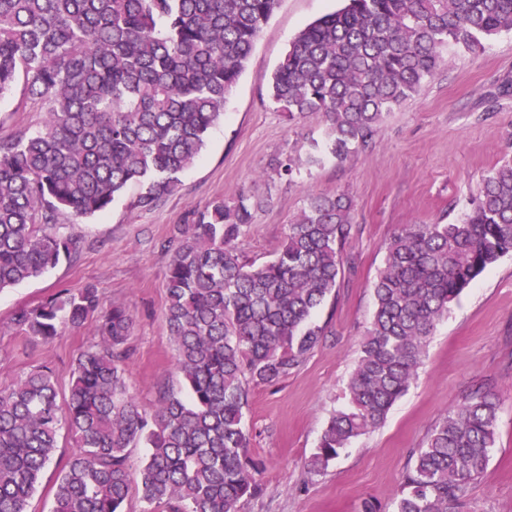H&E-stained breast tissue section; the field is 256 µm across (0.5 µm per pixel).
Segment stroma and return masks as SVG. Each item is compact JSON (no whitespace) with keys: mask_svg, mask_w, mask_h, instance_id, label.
<instances>
[{"mask_svg":"<svg viewBox=\"0 0 512 512\" xmlns=\"http://www.w3.org/2000/svg\"><path fill=\"white\" fill-rule=\"evenodd\" d=\"M340 6L341 0H281L199 160L158 207L132 208L138 192L132 186L101 213L61 217L65 232L81 239L80 254L0 292V383L46 365L67 390L76 356L97 340L95 322L43 342L15 335L10 319L18 307L36 305L58 289L91 284L106 304L122 305L133 317L127 381L140 404L152 407L160 390L180 383L162 316L174 226L213 200L247 196L253 222L240 248L261 264L280 247L308 195L344 192L354 201L358 229L349 248L354 264L315 316L325 327L323 344L276 385L249 391L245 424L263 493L241 501L240 512H360L366 500L391 512L402 475L432 426L483 379L502 405L496 447L470 487L469 508L512 512V254L486 269L437 323L417 376L383 427L356 439L325 473L308 471L361 354L374 308L372 283L390 237L405 224L460 221L482 177L512 150V33H504L473 52L449 50L437 75L384 116L365 149L341 162L327 156L309 164L325 141L323 119L288 122L269 102L263 79L301 29ZM42 118L22 89L0 100L2 133L37 129ZM287 158L297 163L289 177L278 168ZM75 450L71 438L60 435L29 512H48L60 470Z\"/></svg>","mask_w":512,"mask_h":512,"instance_id":"1","label":"stroma"}]
</instances>
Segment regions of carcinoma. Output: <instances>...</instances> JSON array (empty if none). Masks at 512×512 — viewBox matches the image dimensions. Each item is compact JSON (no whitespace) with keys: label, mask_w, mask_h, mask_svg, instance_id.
<instances>
[{"label":"carcinoma","mask_w":512,"mask_h":512,"mask_svg":"<svg viewBox=\"0 0 512 512\" xmlns=\"http://www.w3.org/2000/svg\"><path fill=\"white\" fill-rule=\"evenodd\" d=\"M280 0H0V100L21 81L44 118L0 135V290L78 253L66 213L93 216L132 184L149 211L171 195L224 113ZM512 31V0H347L292 40L268 80L293 123L327 124L344 161L384 114L416 95L450 48L474 51ZM353 200L311 196L286 242L257 265L239 248L252 223L240 196L176 226L163 312L183 390L150 411L127 382L133 317L97 288H60L11 316L15 333L49 341L97 321L65 404L58 377L35 368L0 386V512L29 500L66 428L78 451L61 469L51 512H238L262 488L244 424L252 386L281 381L323 342L314 314L336 291L356 235ZM512 253V159L481 180L453 224H404L373 282L374 311L347 402L329 418L308 469L327 470L352 440L381 427L420 368L436 324L488 267ZM501 403L481 382L431 429L406 469L394 512H466L486 471ZM148 453L137 472L131 449Z\"/></svg>","instance_id":"obj_1"}]
</instances>
